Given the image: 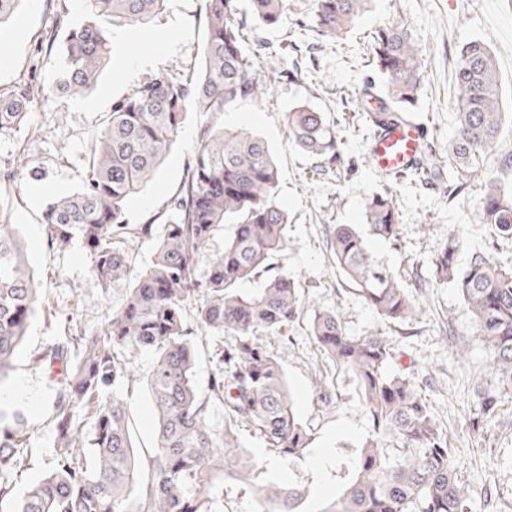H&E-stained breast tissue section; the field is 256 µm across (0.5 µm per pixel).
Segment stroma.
I'll list each match as a JSON object with an SVG mask.
<instances>
[{
    "instance_id": "obj_1",
    "label": "stroma",
    "mask_w": 512,
    "mask_h": 512,
    "mask_svg": "<svg viewBox=\"0 0 512 512\" xmlns=\"http://www.w3.org/2000/svg\"><path fill=\"white\" fill-rule=\"evenodd\" d=\"M313 0H289L278 25L256 27L267 53L276 90L262 100L246 99L220 115L189 113L153 180L129 201L126 218L141 224L165 209L183 181L205 127L225 125L262 136L273 148L279 168L278 199L292 222L277 263L312 295L314 307L337 312L348 331L363 336L378 331L396 354L394 370L409 376L430 405L438 428L448 437V452L458 479L469 488L474 512H512V400L490 421H477L474 386L486 373V352L471 314L453 288L436 285L421 295L425 313L411 325L384 322L353 295L327 247L333 224H359L363 205L373 193L392 192L398 207V247L370 241L371 251L406 279L429 276L431 260L451 235L468 239L512 265V240L496 239L479 222L482 176L456 199L443 185L416 176H386L371 165L366 144L373 129L355 120L367 76L372 75L371 35L378 26H408L418 46L424 81L416 102L426 124V139L447 152L455 127V93L450 83L460 47L484 41L499 72L501 111L512 113V0H372L368 10L342 39L319 34L310 22ZM81 0H22L0 24V89L29 83L42 89L45 104L28 112L25 122L0 132V169L18 165L13 186L0 187V205L17 224L29 265L40 280V302L31 319L8 385L13 397L0 406L5 421L22 419L35 432L29 464L18 477L11 512L28 487L50 469L55 434L49 425L54 390L33 358L64 328L60 314L77 312L87 328L100 327L119 306L128 281L105 294L87 288L90 261L81 241L60 250L48 243L42 213L56 196L78 189L86 176L93 137L114 101L140 81L163 69L190 71L201 61L205 28L201 0H167L148 25L126 26L114 33V55L96 86L85 97L68 96L59 86L60 49L69 27L81 24ZM54 34L52 63L40 61L38 47ZM298 103L324 112L343 131L341 158L321 166L288 142L286 114ZM308 317L291 324L285 335L266 337L288 381L309 445L298 462L274 459L270 475L306 487L303 512H323L354 476L358 448L370 423L350 374L324 359L308 331ZM152 363L139 353L137 379L122 386L128 400L134 443L151 448L156 416L144 387Z\"/></svg>"
}]
</instances>
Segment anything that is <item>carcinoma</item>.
<instances>
[{
  "mask_svg": "<svg viewBox=\"0 0 512 512\" xmlns=\"http://www.w3.org/2000/svg\"><path fill=\"white\" fill-rule=\"evenodd\" d=\"M165 0H83L86 21L68 29L62 90L80 97L108 64L113 34L147 24ZM238 0H203L205 39L201 62L189 74L164 69L112 104L97 131L89 173L76 191L49 201L42 214L49 242L68 248L74 239L90 257V289L104 294L130 272L132 243L164 225L151 265L130 284L123 303L90 331L70 315L69 335L33 359L55 389L51 422L56 452L49 473L33 484L15 512H215L231 480L251 492L257 512H297L308 489L265 477L266 462L242 445L248 428L275 457L300 461L309 436L299 421L278 356L265 336L313 309L295 279L276 270L287 247L288 211L276 201L279 172L260 137L208 126L200 134L187 175L166 209L143 224L126 222L129 200L161 165L189 110L220 114L268 95L271 79L257 65L263 47L236 21ZM370 0H314L312 21L321 35L346 33ZM252 17L276 25L288 0H249ZM371 57L380 83L362 95L378 106L362 112L372 128L410 116L421 89L417 45L402 24L373 33ZM496 60L481 41L458 52L453 75L458 112L448 155L423 148L421 172L448 184V199L464 192L500 148L506 113L499 107ZM38 101L31 86L0 93V131L20 124ZM290 145L324 163L340 157L341 130L309 106L288 111ZM478 208L491 234L512 239V153L485 176ZM365 223L336 224L327 245L353 294L384 321L406 324L422 317L421 304L393 268L368 248L373 237L400 241L393 198L365 201ZM230 232L215 246L224 225ZM464 242L453 236L432 258L430 281L455 288L488 351L489 381L477 386V418H494L512 399V267L474 251L458 263ZM209 253L207 269L199 260ZM262 278L250 291L241 285ZM40 298L34 270L10 215L0 210V386L9 382L29 319ZM231 340L216 345L208 392H199L197 358L185 321ZM309 334L321 353L357 383L371 434L361 446L352 483L323 512H472L468 488L448 460V438L415 383L389 366L395 358L375 331L353 336L341 316L314 312ZM153 356L145 388L157 413L156 443L139 465L132 422L114 389L133 380V358ZM224 406V425L211 421ZM34 431L19 422L0 424V503L28 466Z\"/></svg>",
  "mask_w": 512,
  "mask_h": 512,
  "instance_id": "carcinoma-1",
  "label": "carcinoma"
}]
</instances>
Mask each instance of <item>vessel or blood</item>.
<instances>
[{"mask_svg":"<svg viewBox=\"0 0 512 512\" xmlns=\"http://www.w3.org/2000/svg\"><path fill=\"white\" fill-rule=\"evenodd\" d=\"M425 128L417 119L378 129L367 145L370 163L381 173L397 175L421 165Z\"/></svg>","mask_w":512,"mask_h":512,"instance_id":"vessel-or-blood-1","label":"vessel or blood"}]
</instances>
